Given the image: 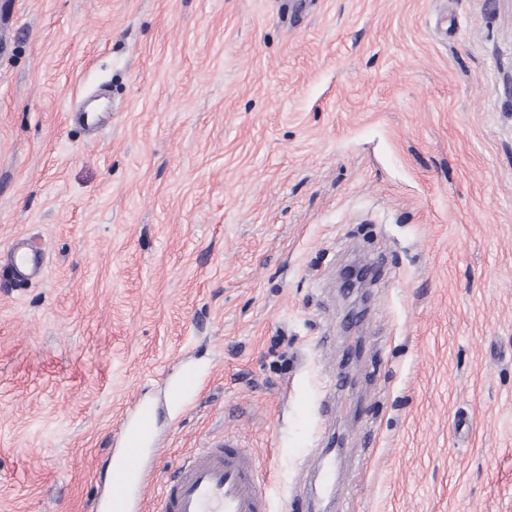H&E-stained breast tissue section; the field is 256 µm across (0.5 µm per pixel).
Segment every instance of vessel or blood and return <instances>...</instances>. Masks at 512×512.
Returning a JSON list of instances; mask_svg holds the SVG:
<instances>
[{
  "mask_svg": "<svg viewBox=\"0 0 512 512\" xmlns=\"http://www.w3.org/2000/svg\"><path fill=\"white\" fill-rule=\"evenodd\" d=\"M44 267L43 251L25 240L0 257V269L19 284L40 278ZM154 432L148 408L125 424L120 446L112 451L111 491L98 503V512H143L142 475L156 450ZM259 473L256 459L237 441L208 443L163 479L158 512H269L266 483Z\"/></svg>",
  "mask_w": 512,
  "mask_h": 512,
  "instance_id": "b4317fda",
  "label": "vessel or blood"
}]
</instances>
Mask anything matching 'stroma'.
Returning <instances> with one entry per match:
<instances>
[{"mask_svg":"<svg viewBox=\"0 0 512 512\" xmlns=\"http://www.w3.org/2000/svg\"><path fill=\"white\" fill-rule=\"evenodd\" d=\"M4 10L0 255L47 266L0 281V512H91L141 406L144 512L226 436L270 512H512V0ZM45 255L37 246L27 240L14 243L5 257H0V268L6 270L18 284H26L42 276Z\"/></svg>","mask_w":512,"mask_h":512,"instance_id":"stroma-1","label":"stroma"}]
</instances>
